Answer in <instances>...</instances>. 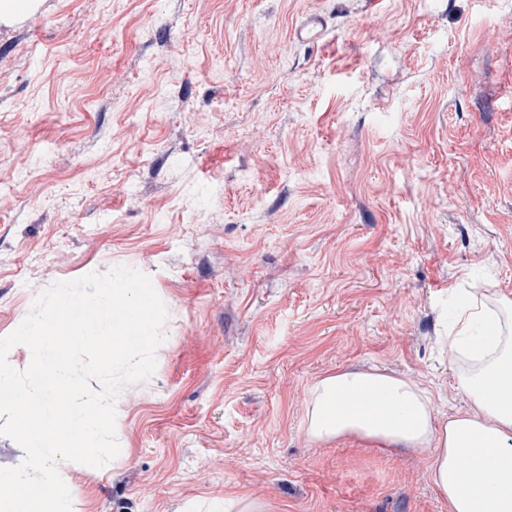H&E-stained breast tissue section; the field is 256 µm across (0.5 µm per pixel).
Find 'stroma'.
<instances>
[{
  "mask_svg": "<svg viewBox=\"0 0 512 512\" xmlns=\"http://www.w3.org/2000/svg\"><path fill=\"white\" fill-rule=\"evenodd\" d=\"M0 21V337L124 265L168 310L72 512H448L427 454L305 430L320 377L454 385L512 299V0H38ZM330 13L328 41H290ZM328 17L320 10H313L301 16L291 26L290 39L297 44L317 45L328 33Z\"/></svg>",
  "mask_w": 512,
  "mask_h": 512,
  "instance_id": "35a3bbf8",
  "label": "stroma"
}]
</instances>
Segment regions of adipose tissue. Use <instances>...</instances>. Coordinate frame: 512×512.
Here are the masks:
<instances>
[{"label": "adipose tissue", "instance_id": "obj_1", "mask_svg": "<svg viewBox=\"0 0 512 512\" xmlns=\"http://www.w3.org/2000/svg\"><path fill=\"white\" fill-rule=\"evenodd\" d=\"M452 342L466 409L434 412L431 391L379 369L318 379L305 421L315 442L355 437L428 454V477L448 512H512V300L468 297Z\"/></svg>", "mask_w": 512, "mask_h": 512}]
</instances>
